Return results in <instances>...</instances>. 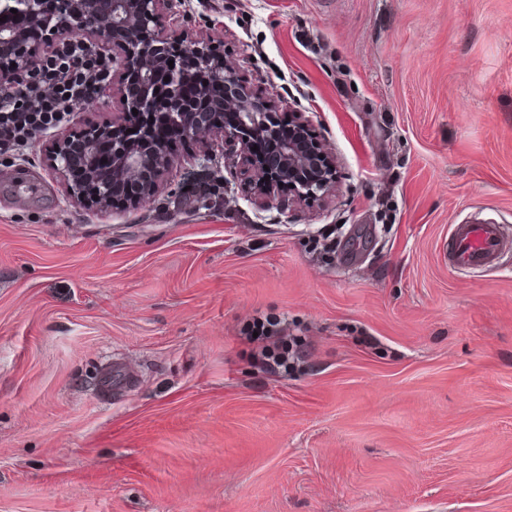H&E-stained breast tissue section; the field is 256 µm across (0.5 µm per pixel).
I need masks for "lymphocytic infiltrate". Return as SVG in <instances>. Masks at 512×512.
<instances>
[{
  "label": "lymphocytic infiltrate",
  "mask_w": 512,
  "mask_h": 512,
  "mask_svg": "<svg viewBox=\"0 0 512 512\" xmlns=\"http://www.w3.org/2000/svg\"><path fill=\"white\" fill-rule=\"evenodd\" d=\"M112 76V59L76 42L46 56L26 91L0 99V147H24L40 134L69 123L75 109L94 99ZM253 361L274 373L299 356L300 339L277 323L255 320Z\"/></svg>",
  "instance_id": "1"
}]
</instances>
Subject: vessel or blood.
Returning a JSON list of instances; mask_svg holds the SVG:
<instances>
[{
    "mask_svg": "<svg viewBox=\"0 0 512 512\" xmlns=\"http://www.w3.org/2000/svg\"><path fill=\"white\" fill-rule=\"evenodd\" d=\"M506 241L494 224H456L448 235V260L458 268L492 265Z\"/></svg>",
    "mask_w": 512,
    "mask_h": 512,
    "instance_id": "1",
    "label": "vessel or blood"
}]
</instances>
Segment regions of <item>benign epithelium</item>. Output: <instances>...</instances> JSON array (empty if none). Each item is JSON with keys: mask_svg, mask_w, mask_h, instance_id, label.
<instances>
[{"mask_svg": "<svg viewBox=\"0 0 512 512\" xmlns=\"http://www.w3.org/2000/svg\"><path fill=\"white\" fill-rule=\"evenodd\" d=\"M172 9V0H58L46 14L41 0H0V94L25 89L40 57L75 34L94 51L112 47L122 111L112 124L81 126L49 148L68 197L115 214L128 202L115 195L117 184L149 192L178 165L177 146L154 138L156 127L173 125L186 140L220 138L225 162L243 165L246 198L286 216L296 204L323 200L336 184V160L311 121L242 83L209 43L173 32ZM186 56L194 68L184 67ZM160 68L170 78L164 84L156 81ZM134 109L140 122L129 126ZM105 155L112 165L101 163Z\"/></svg>", "mask_w": 512, "mask_h": 512, "instance_id": "1", "label": "benign epithelium"}]
</instances>
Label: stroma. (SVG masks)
<instances>
[{
	"instance_id": "obj_1",
	"label": "stroma",
	"mask_w": 512,
	"mask_h": 512,
	"mask_svg": "<svg viewBox=\"0 0 512 512\" xmlns=\"http://www.w3.org/2000/svg\"><path fill=\"white\" fill-rule=\"evenodd\" d=\"M176 11L310 117L338 189L288 219L183 141L104 215L51 136L1 149L0 512H512V0ZM121 102L115 75L72 124ZM470 222L508 242L490 269L448 264ZM258 313L306 338L301 368L252 366Z\"/></svg>"
}]
</instances>
